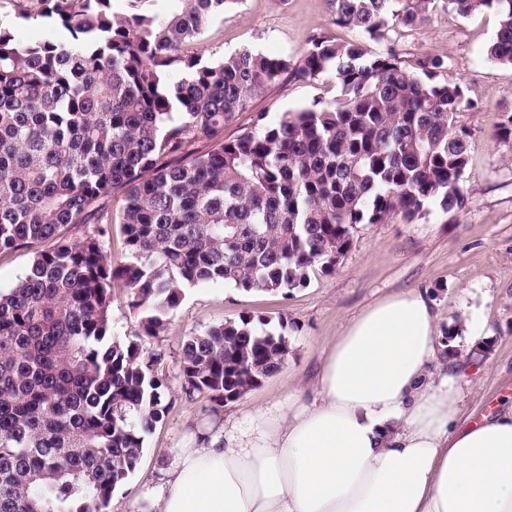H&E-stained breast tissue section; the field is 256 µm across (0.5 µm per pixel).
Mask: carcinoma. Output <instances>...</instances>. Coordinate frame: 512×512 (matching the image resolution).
<instances>
[{
    "label": "carcinoma",
    "mask_w": 512,
    "mask_h": 512,
    "mask_svg": "<svg viewBox=\"0 0 512 512\" xmlns=\"http://www.w3.org/2000/svg\"><path fill=\"white\" fill-rule=\"evenodd\" d=\"M55 40L26 45L0 26V254L51 243L0 292V512H106L171 405L163 355L112 335L126 290L143 336L164 334L184 290L222 282L288 295L335 268L359 224L463 209L472 150L457 115L475 108L448 56L411 66L392 47L434 0H329L353 41L313 37L299 64L244 49L211 63L189 52L237 0H8ZM492 9L488 59L512 66V0ZM334 73L333 100L224 137L285 75ZM208 140L206 148L198 147ZM126 261H108L112 193ZM85 227L78 240L69 228ZM248 312L185 340L182 388L216 412L278 373L285 330Z\"/></svg>",
    "instance_id": "cac0c4a2"
}]
</instances>
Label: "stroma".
<instances>
[{"instance_id":"35a3bbf8","label":"stroma","mask_w":512,"mask_h":512,"mask_svg":"<svg viewBox=\"0 0 512 512\" xmlns=\"http://www.w3.org/2000/svg\"><path fill=\"white\" fill-rule=\"evenodd\" d=\"M498 23L494 11L462 18L448 12L444 0H435L421 22L389 35L407 62L423 53L448 54L449 78L477 103L458 119L473 142L461 182L466 207L447 215L432 206L410 223L394 215L382 224L359 225L334 269L314 268L308 284L286 296L247 293L222 283L187 288L167 332L147 342L150 350L165 355L163 371L173 407L146 435L139 466L114 492L108 512H152L149 488L157 484L186 435L215 416L236 415L245 404L263 406L293 387L312 389L311 372L326 342L352 317L392 293L423 291L438 315L437 335L471 316L489 331L483 347L471 352L478 365L465 376L464 416H478L512 401V143L495 137L512 112V67L486 57ZM321 34L340 41L356 36L334 24L328 0H237L214 19L196 51L206 63L243 48L297 62L310 38ZM338 93L330 72L313 79L281 78L255 99L253 111L239 114L226 126L224 135L233 137L251 128L256 113H265L273 123L283 112ZM245 311L287 319L290 351L279 373L216 414L208 411L204 396H185L181 347L187 336L238 319Z\"/></svg>"}]
</instances>
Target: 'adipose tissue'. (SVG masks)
<instances>
[{"mask_svg":"<svg viewBox=\"0 0 512 512\" xmlns=\"http://www.w3.org/2000/svg\"><path fill=\"white\" fill-rule=\"evenodd\" d=\"M421 291L388 295L327 342L294 389L190 436L154 512H512V407L463 418Z\"/></svg>","mask_w":512,"mask_h":512,"instance_id":"ef3b65f1","label":"adipose tissue"}]
</instances>
